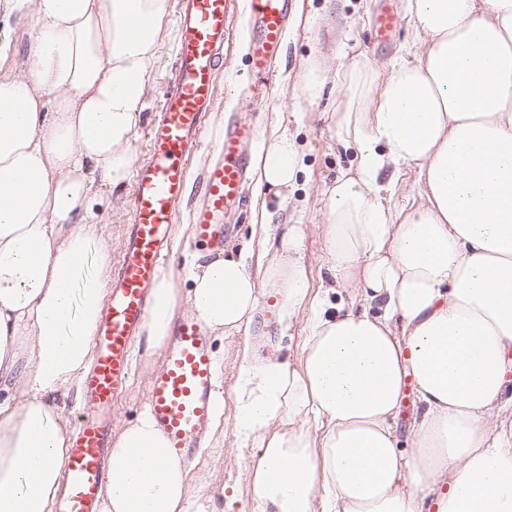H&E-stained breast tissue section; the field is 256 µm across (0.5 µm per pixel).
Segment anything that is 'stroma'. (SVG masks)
Masks as SVG:
<instances>
[{
	"label": "stroma",
	"mask_w": 512,
	"mask_h": 512,
	"mask_svg": "<svg viewBox=\"0 0 512 512\" xmlns=\"http://www.w3.org/2000/svg\"><path fill=\"white\" fill-rule=\"evenodd\" d=\"M378 0H295L288 30L286 52L267 88L262 102L252 99L251 79L245 62L249 37L240 27H233L227 37L224 65L217 76L216 103L206 119L204 143L194 155L188 173L187 196L180 206L175 224L166 270L180 272L199 251L192 241L188 223L191 211L201 198L204 170L214 160L213 146L224 129V115L233 111L253 120L258 127V142L250 146L253 168H260L263 158L280 135H288L298 150V172L285 201L266 193L258 182H251L241 215L229 220L227 244L232 248L250 246L253 254L275 248L276 239L268 242L249 238L254 209L268 207L275 211V223L300 224L305 230L302 258L314 282L326 277L325 245L320 226L325 222L326 195L336 178L347 170L352 153L336 144L334 114L340 99L336 74L362 59H369L388 75L394 60L413 51L412 22L406 12V0H394L400 16V27L390 46L379 47L371 40L374 13ZM176 30L167 26L161 35L159 61L152 86L146 96V108L140 127L132 140L136 163L147 157L146 128L157 112L161 93L174 61ZM313 73L324 80L317 97L303 90L304 77ZM131 185L115 189L97 183L91 201L94 211L104 223V239L111 262H118L131 222ZM306 311H299L288 339H280L276 312L269 301H262L260 312L250 332L257 342L280 339L282 347L297 351L305 334ZM147 352L143 339H136L131 359L129 388L112 410L113 426L134 418L147 404L149 379L145 366ZM243 453L228 447L217 448L205 443L191 458L203 474L196 495L209 493L213 484L222 482L235 488L236 512H247L250 495L243 470Z\"/></svg>",
	"instance_id": "stroma-1"
}]
</instances>
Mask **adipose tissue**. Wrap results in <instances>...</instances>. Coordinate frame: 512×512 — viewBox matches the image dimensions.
I'll list each match as a JSON object with an SVG mask.
<instances>
[{"mask_svg": "<svg viewBox=\"0 0 512 512\" xmlns=\"http://www.w3.org/2000/svg\"><path fill=\"white\" fill-rule=\"evenodd\" d=\"M419 51L388 76L369 61L339 87L336 142L354 172L327 197L329 279L313 285L304 230L273 258L202 255L162 273L144 334L165 349L187 312L232 352V417L208 435L249 449L251 512H512V0H407ZM33 35L0 75V512H54L72 430L57 400L78 385L111 265L95 182L122 187L158 60L167 0H0ZM417 169L420 204L384 203L386 169ZM298 171L288 137L259 181ZM353 288L361 310L333 307ZM281 332L311 316L296 356L260 352L262 297ZM421 411L410 454L394 428L406 382ZM99 512H233L197 479L149 412L123 424Z\"/></svg>", "mask_w": 512, "mask_h": 512, "instance_id": "obj_1", "label": "adipose tissue"}]
</instances>
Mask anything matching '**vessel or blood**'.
Returning a JSON list of instances; mask_svg holds the SVG:
<instances>
[{
    "label": "vessel or blood",
    "instance_id": "1",
    "mask_svg": "<svg viewBox=\"0 0 512 512\" xmlns=\"http://www.w3.org/2000/svg\"><path fill=\"white\" fill-rule=\"evenodd\" d=\"M292 10L293 0H245L238 18L233 0H183L175 67L149 129L150 158L135 171L132 230L94 337L96 362L84 380L86 402L62 472L58 512H97L109 443L103 416L128 386L133 344L147 322L150 289L162 273L173 217L186 196V162L200 148L205 116L213 109L224 35L238 19L248 28L251 89L262 98L282 57ZM399 23L384 0L376 17L378 41H389ZM256 138L252 120L235 112L225 119L216 158L204 172L202 202L192 212L201 244L223 243L225 222L245 199L251 156L244 147ZM214 361L205 326L192 317L177 322L148 386L152 418L177 455L200 446L215 413Z\"/></svg>",
    "mask_w": 512,
    "mask_h": 512
}]
</instances>
